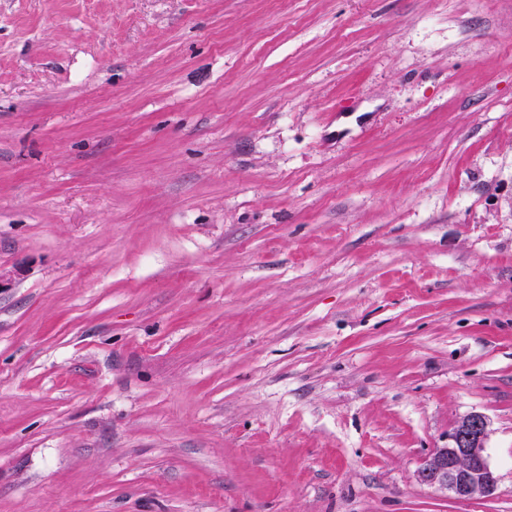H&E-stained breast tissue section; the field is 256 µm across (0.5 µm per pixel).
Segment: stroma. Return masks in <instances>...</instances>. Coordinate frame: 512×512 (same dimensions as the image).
<instances>
[{"label": "stroma", "mask_w": 512, "mask_h": 512, "mask_svg": "<svg viewBox=\"0 0 512 512\" xmlns=\"http://www.w3.org/2000/svg\"><path fill=\"white\" fill-rule=\"evenodd\" d=\"M0 271V512H512V0H0ZM489 422L471 413L448 433L449 445L433 449L417 470L420 484L444 490L458 500L486 498L493 494L497 476L487 455Z\"/></svg>", "instance_id": "stroma-1"}]
</instances>
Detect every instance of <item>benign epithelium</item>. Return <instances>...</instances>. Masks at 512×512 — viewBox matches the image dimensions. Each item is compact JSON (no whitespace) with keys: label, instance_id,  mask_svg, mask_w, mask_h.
<instances>
[{"label":"benign epithelium","instance_id":"1","mask_svg":"<svg viewBox=\"0 0 512 512\" xmlns=\"http://www.w3.org/2000/svg\"><path fill=\"white\" fill-rule=\"evenodd\" d=\"M489 422L471 413L448 433L449 445L433 449L417 470L419 483L444 490L458 500L486 498L493 494L497 476L487 455Z\"/></svg>","mask_w":512,"mask_h":512}]
</instances>
